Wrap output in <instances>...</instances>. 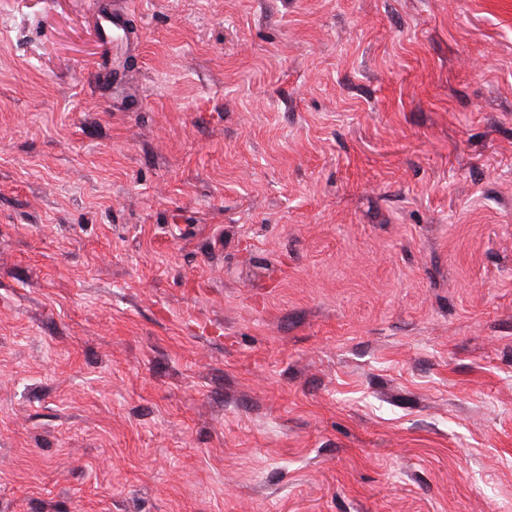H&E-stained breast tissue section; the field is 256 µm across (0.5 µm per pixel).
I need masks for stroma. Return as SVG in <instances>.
<instances>
[{
    "label": "stroma",
    "instance_id": "1",
    "mask_svg": "<svg viewBox=\"0 0 512 512\" xmlns=\"http://www.w3.org/2000/svg\"><path fill=\"white\" fill-rule=\"evenodd\" d=\"M0 0V512H512V0Z\"/></svg>",
    "mask_w": 512,
    "mask_h": 512
}]
</instances>
